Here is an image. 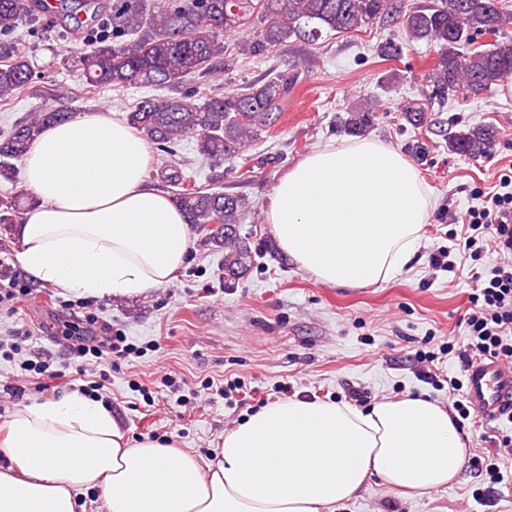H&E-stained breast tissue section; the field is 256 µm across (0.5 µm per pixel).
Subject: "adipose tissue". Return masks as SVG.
<instances>
[{"instance_id":"1","label":"adipose tissue","mask_w":512,"mask_h":512,"mask_svg":"<svg viewBox=\"0 0 512 512\" xmlns=\"http://www.w3.org/2000/svg\"><path fill=\"white\" fill-rule=\"evenodd\" d=\"M147 141L123 121L84 115L48 127L24 156L39 200L19 226L34 281L78 296L132 297L171 281L191 227L148 183ZM434 207L417 166L373 139L326 145L274 188L266 221L285 256L322 284L368 287L417 254ZM0 454V512H335L371 477L403 493L448 486L464 448L448 410L421 395L348 403L288 399L224 435L216 461L149 439L79 394L24 405Z\"/></svg>"}]
</instances>
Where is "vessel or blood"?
<instances>
[{"mask_svg":"<svg viewBox=\"0 0 512 512\" xmlns=\"http://www.w3.org/2000/svg\"><path fill=\"white\" fill-rule=\"evenodd\" d=\"M466 397L475 413L486 420L512 408V365L485 360L467 372Z\"/></svg>","mask_w":512,"mask_h":512,"instance_id":"b4317fda","label":"vessel or blood"}]
</instances>
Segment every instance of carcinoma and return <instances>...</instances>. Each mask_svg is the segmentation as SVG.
Returning a JSON list of instances; mask_svg holds the SVG:
<instances>
[{"label":"carcinoma","mask_w":512,"mask_h":512,"mask_svg":"<svg viewBox=\"0 0 512 512\" xmlns=\"http://www.w3.org/2000/svg\"><path fill=\"white\" fill-rule=\"evenodd\" d=\"M43 0H0V104L26 95L47 100L58 97L51 85L33 81L28 56L8 40L19 23L38 21ZM104 0H60L59 17L79 12L100 15ZM400 24L410 42L438 46L428 72L431 91L424 102L403 105L406 121L415 127L427 122L431 102L456 93L478 95L512 76V38L501 36L509 23L499 0H437L422 10H406L398 0H112V40L99 37L85 43L63 67L81 77L85 89L100 86L162 87L169 95L139 99L127 114L131 127L145 132L165 151L193 134L199 154L208 161L237 157L277 121L288 104L297 73L275 74L261 85L207 94L188 86V80L221 62L229 71L240 57H259L295 36L309 42L322 32L349 34L377 21ZM242 35L234 50L224 36ZM492 36L483 46L478 39ZM374 105L366 102L347 121L350 134L367 130ZM69 119L68 113L48 108L12 126L0 138V177L11 174V161L22 158L47 126ZM495 141L487 125L466 126L454 132L448 148L480 157ZM170 182L175 202L188 223L205 241L224 248V277L247 270L251 251L238 234L246 201L235 194L207 191L175 170ZM21 202L0 204V224H12Z\"/></svg>","instance_id":"cac0c4a2"}]
</instances>
